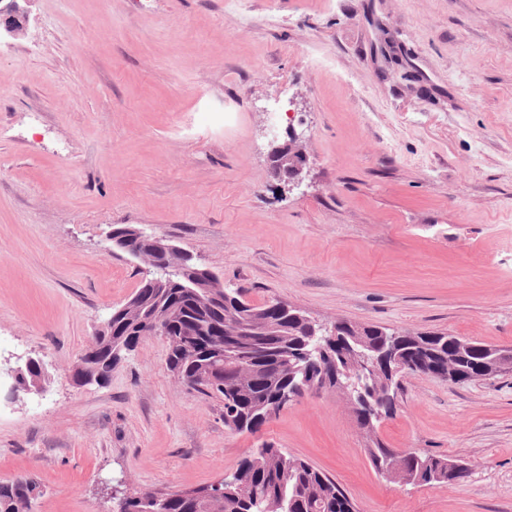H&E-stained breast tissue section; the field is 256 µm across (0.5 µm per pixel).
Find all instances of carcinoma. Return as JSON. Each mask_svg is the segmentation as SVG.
I'll return each instance as SVG.
<instances>
[{
    "mask_svg": "<svg viewBox=\"0 0 512 512\" xmlns=\"http://www.w3.org/2000/svg\"><path fill=\"white\" fill-rule=\"evenodd\" d=\"M125 310L99 332L103 355L137 346L145 323H157L159 334L195 332L183 340L189 349L167 343L169 370L190 387L224 401V426L239 432H257L271 415L281 410L278 392L290 382L319 389V369L314 364L315 344L327 340L318 324L305 314L290 315L279 302L254 305L242 292L220 287L214 273L193 288L139 287ZM342 334L335 342L334 362L327 364L342 383L338 387L351 407L359 408L360 427L370 435L381 419L396 409L399 363L378 365L372 375L361 376L356 366L375 355L383 341L402 336L400 357L411 364L409 372L438 376L452 383L471 366L475 354L492 357L500 347L473 342L446 332L389 330L375 324L339 320ZM311 351L312 363L289 364V356L302 344ZM365 451L373 468L382 473L396 467L403 481L424 469L434 474L431 484L464 479L448 472L450 459L420 454L396 458V451L378 439H369ZM43 495L40 484L28 476L0 483V512H34ZM164 512H356L353 499L336 481L308 461L291 456L264 442L245 458L236 476L224 486V496L193 501L183 492L164 495Z\"/></svg>",
    "mask_w": 512,
    "mask_h": 512,
    "instance_id": "carcinoma-1",
    "label": "carcinoma"
}]
</instances>
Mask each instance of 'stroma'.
Wrapping results in <instances>:
<instances>
[{
  "label": "stroma",
  "mask_w": 512,
  "mask_h": 512,
  "mask_svg": "<svg viewBox=\"0 0 512 512\" xmlns=\"http://www.w3.org/2000/svg\"><path fill=\"white\" fill-rule=\"evenodd\" d=\"M25 0L0 38V482L35 512H118L209 485L261 442L331 476L358 512H512V372L401 380L387 446L459 459L420 485L379 475L343 395L258 432L167 368L144 337L101 383L69 377L147 267L106 240H171L250 303L512 346V0ZM294 188L269 155L290 130ZM294 140L295 146L293 156L291 158V165H283L277 159L271 158L273 170L275 175L283 180L289 187L298 186L301 180V175L308 164V155L303 141L302 134L294 132L291 135ZM42 495L40 484L28 476L0 483V512H34L35 503Z\"/></svg>",
  "instance_id": "1"
}]
</instances>
